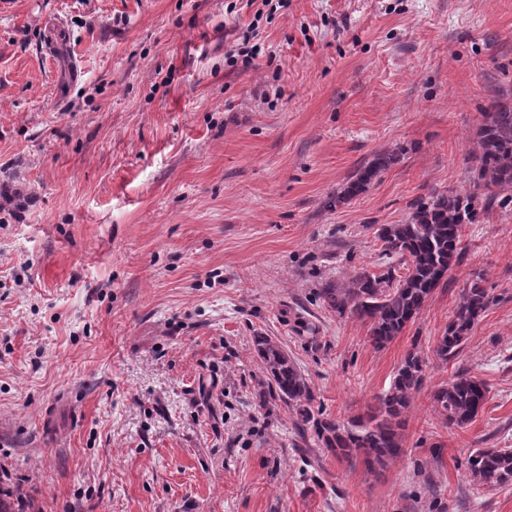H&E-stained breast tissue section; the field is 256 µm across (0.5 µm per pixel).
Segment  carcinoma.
<instances>
[{
    "label": "carcinoma",
    "instance_id": "1",
    "mask_svg": "<svg viewBox=\"0 0 512 512\" xmlns=\"http://www.w3.org/2000/svg\"><path fill=\"white\" fill-rule=\"evenodd\" d=\"M398 156L397 151L375 156L330 197L329 207L366 191ZM472 162V189L433 191L412 204L402 223L380 229L382 255L397 259L405 269L403 278H396L392 271L377 276L363 270L345 284L329 283L320 289L325 308L368 324L375 348H384L399 336L448 276L461 254L463 226L477 224L484 212L512 203L511 97L499 93L488 99L477 127ZM492 302L484 277L476 275L463 289L448 327L437 339L433 355L438 361L446 363L460 353L466 335ZM254 343L265 377L264 397L285 403L313 430V440L336 459L350 464L360 460L374 471L405 453L404 416L426 379L427 361L421 355L408 353L374 407L346 426L315 415L311 385L276 342L257 336ZM487 392L483 381L459 373L434 389L432 403L445 424L462 428L482 410ZM467 469L482 486L512 482V448H477L468 455Z\"/></svg>",
    "mask_w": 512,
    "mask_h": 512
}]
</instances>
